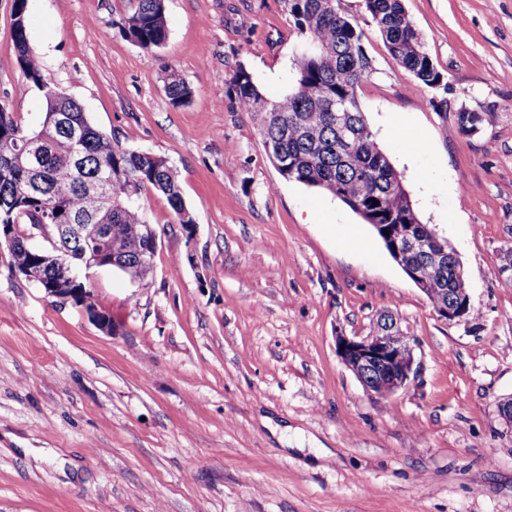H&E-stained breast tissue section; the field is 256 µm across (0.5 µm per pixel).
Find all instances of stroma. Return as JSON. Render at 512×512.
<instances>
[{
  "instance_id": "obj_1",
  "label": "stroma",
  "mask_w": 512,
  "mask_h": 512,
  "mask_svg": "<svg viewBox=\"0 0 512 512\" xmlns=\"http://www.w3.org/2000/svg\"><path fill=\"white\" fill-rule=\"evenodd\" d=\"M447 112L385 49L363 0L341 8L375 71L357 98L413 209L459 255L471 314L441 319L370 224L285 181L224 83L291 88L303 38L288 0H165L148 53L130 0H28L48 83L124 145L175 170L196 225L164 194L138 204L158 235L142 280L92 270L90 301L50 296L0 245V512H512V0H402ZM192 91L165 93L169 72ZM0 103L36 127L41 92L0 0ZM479 113L461 134L455 114ZM395 314L418 376L374 398L336 352ZM124 33L148 53L159 48L168 36L164 2L138 0L134 12L127 19Z\"/></svg>"
}]
</instances>
